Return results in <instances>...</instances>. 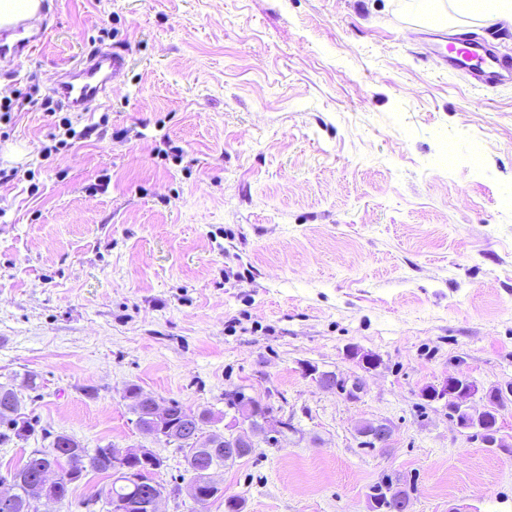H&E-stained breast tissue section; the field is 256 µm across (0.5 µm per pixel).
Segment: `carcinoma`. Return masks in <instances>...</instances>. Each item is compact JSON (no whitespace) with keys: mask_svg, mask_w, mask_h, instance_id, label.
<instances>
[{"mask_svg":"<svg viewBox=\"0 0 512 512\" xmlns=\"http://www.w3.org/2000/svg\"><path fill=\"white\" fill-rule=\"evenodd\" d=\"M20 387L31 391L37 390L40 387L37 375L25 374L17 387L9 384L0 385V443L13 439L27 440L36 433L37 421L22 412V401L18 394ZM125 399L128 400L130 412L135 416V425L143 435L155 438L160 435L163 425L176 430L174 444L181 449H188V472H193L199 465L212 468L226 467L241 458V443L238 437L231 439L215 432L209 434L206 444L201 448L190 442L195 432L202 431V426L214 422L215 415L211 410L204 408L194 412L185 409L180 402L171 400L167 405L163 423L160 424L151 414V405L155 399L145 394L138 386H129ZM229 402L242 422L248 424L254 431L262 428V422L271 410L270 406L246 396L241 391L236 392L235 397L229 398ZM359 433L367 436L363 444L369 448L387 446V441L379 437L377 428L372 423L362 425ZM55 468L61 470V476L58 487L54 489V497L55 500L62 501L67 498L71 485L82 480L86 472L92 470L112 473V448L105 446L89 449L69 435H57L52 448L34 451L20 467L10 473L12 496L17 507L15 512H35V483L40 474L49 473ZM148 494L149 490L145 486L134 481L113 482L101 490L108 512H117V508L114 507L117 498L123 502V512H145L142 504L146 503ZM403 495L404 491L394 488L392 480L388 478L374 488L370 495L371 507L375 512H391L394 501ZM220 497L224 498L225 512H244L242 500L224 497L222 488L217 484H201L197 487L195 498L202 506Z\"/></svg>","mask_w":512,"mask_h":512,"instance_id":"cac0c4a2","label":"carcinoma"}]
</instances>
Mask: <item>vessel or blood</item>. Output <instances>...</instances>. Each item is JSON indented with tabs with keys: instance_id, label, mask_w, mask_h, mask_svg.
Instances as JSON below:
<instances>
[{
	"instance_id": "obj_1",
	"label": "vessel or blood",
	"mask_w": 512,
	"mask_h": 512,
	"mask_svg": "<svg viewBox=\"0 0 512 512\" xmlns=\"http://www.w3.org/2000/svg\"><path fill=\"white\" fill-rule=\"evenodd\" d=\"M432 52L450 68L467 74L472 85L493 88L512 79V56L501 53L493 42L462 32L434 43ZM126 58L117 52L88 53L53 89L65 107L88 111L105 98L107 89L124 76Z\"/></svg>"
}]
</instances>
